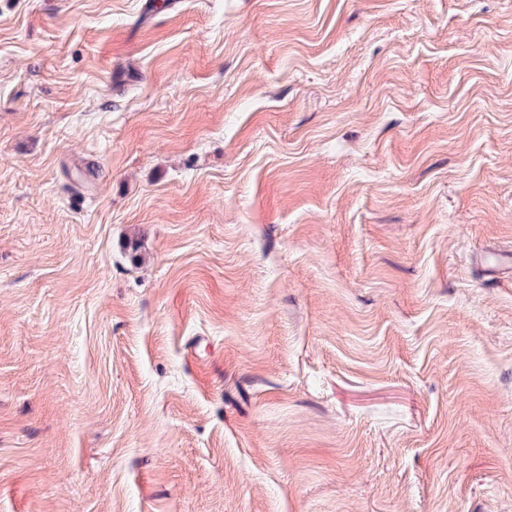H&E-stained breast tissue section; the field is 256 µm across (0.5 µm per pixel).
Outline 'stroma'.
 <instances>
[{"label":"stroma","instance_id":"35a3bbf8","mask_svg":"<svg viewBox=\"0 0 512 512\" xmlns=\"http://www.w3.org/2000/svg\"><path fill=\"white\" fill-rule=\"evenodd\" d=\"M145 3L0 0V512H512V0Z\"/></svg>","mask_w":512,"mask_h":512}]
</instances>
